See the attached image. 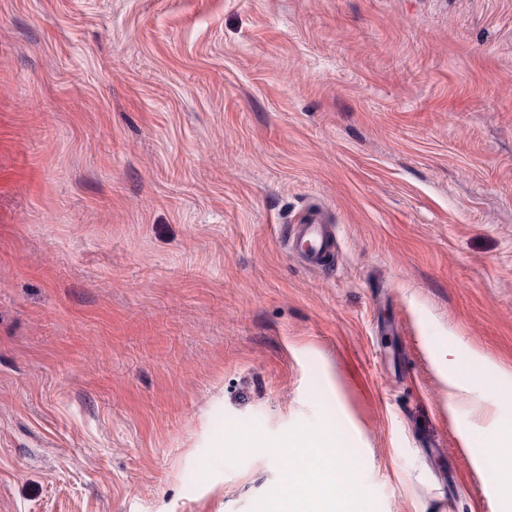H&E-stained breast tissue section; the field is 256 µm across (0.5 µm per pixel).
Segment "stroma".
Wrapping results in <instances>:
<instances>
[{
  "instance_id": "stroma-1",
  "label": "stroma",
  "mask_w": 512,
  "mask_h": 512,
  "mask_svg": "<svg viewBox=\"0 0 512 512\" xmlns=\"http://www.w3.org/2000/svg\"><path fill=\"white\" fill-rule=\"evenodd\" d=\"M499 368L512 0H0V512H512ZM294 240L310 267L322 269L330 264L329 260L336 250V235L318 216H310L302 224H296L291 244ZM295 465L301 471V482L293 487V495L297 501H302L305 496L303 485L307 483L305 479L316 473L319 461L315 454L303 451L295 457ZM350 475L349 468L336 466L335 454H331L327 467L309 481L308 503L314 504L315 512H334L328 507L336 499V492L349 483Z\"/></svg>"
}]
</instances>
